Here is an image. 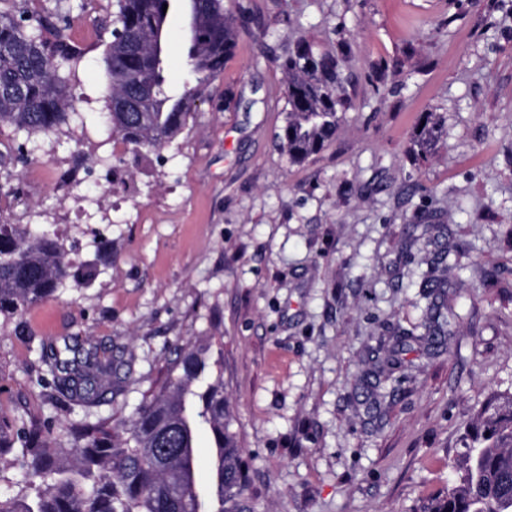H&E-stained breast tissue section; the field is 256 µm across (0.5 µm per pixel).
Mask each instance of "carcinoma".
<instances>
[{
    "instance_id": "cac0c4a2",
    "label": "carcinoma",
    "mask_w": 512,
    "mask_h": 512,
    "mask_svg": "<svg viewBox=\"0 0 512 512\" xmlns=\"http://www.w3.org/2000/svg\"><path fill=\"white\" fill-rule=\"evenodd\" d=\"M171 0H115L111 26L123 31L107 43L110 77L104 121L108 131L135 150L159 151L186 128L197 102L210 91L235 53L238 21L250 5L230 9L224 0H189L185 62L191 80L170 94L164 70L165 28ZM50 9L18 19L0 10V125L28 136L49 134L75 114L71 76L84 58L66 17ZM106 23L103 30H108ZM286 75L285 118L279 134L293 162L321 151L336 135L346 98L336 58L314 51L306 41L281 64ZM131 100L139 108L120 107ZM416 143L437 138L438 121L428 112ZM73 247L54 230L30 224H0V314L16 315L56 296L66 283L85 288L98 276L95 263H76ZM434 297L423 322L428 335L445 333L447 283L425 280ZM65 343L42 347L51 390L76 405L93 406L116 395L118 365L95 347L83 358ZM208 350L188 341L160 385L129 420L72 423L69 447H55V428L28 427L0 417V457L20 443L15 459L25 474V493L0 498V512H255L247 470L228 429L222 374H212ZM206 430L213 440L208 497L196 483L195 439ZM454 482L429 498L420 512H512V392L491 396L476 425L459 439Z\"/></svg>"
}]
</instances>
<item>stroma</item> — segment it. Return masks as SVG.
<instances>
[{
  "label": "stroma",
  "instance_id": "stroma-1",
  "mask_svg": "<svg viewBox=\"0 0 512 512\" xmlns=\"http://www.w3.org/2000/svg\"><path fill=\"white\" fill-rule=\"evenodd\" d=\"M238 48L187 128L134 152L100 119L112 0H48L85 50L77 114L48 135L0 127V222L112 244L96 282L0 316V414L40 423L132 416L187 340L222 353L230 430L256 512H418L455 478L460 430L512 391V0H254ZM188 14L173 0L165 67L188 77ZM334 56L347 99L304 162L278 142L280 58L300 40ZM232 88L235 103L224 105ZM439 120L427 156L414 134ZM110 164H103V157ZM444 228L451 332L414 349L401 386L369 383L422 323ZM494 277H487L488 269ZM122 361L123 391L61 411L36 383L41 343Z\"/></svg>",
  "mask_w": 512,
  "mask_h": 512
}]
</instances>
